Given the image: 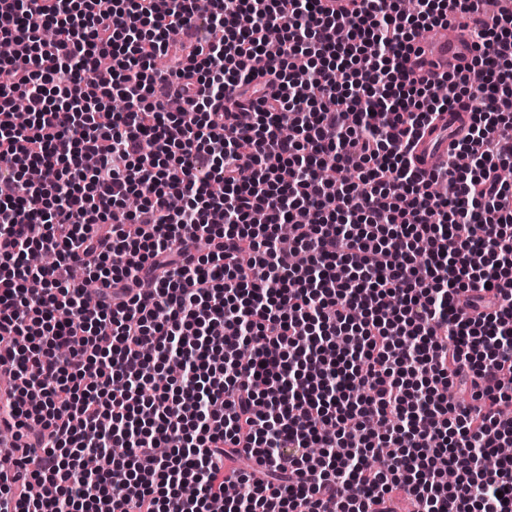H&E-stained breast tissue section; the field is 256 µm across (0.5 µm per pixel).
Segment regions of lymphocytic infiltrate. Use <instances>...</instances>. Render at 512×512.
I'll return each mask as SVG.
<instances>
[{"label":"lymphocytic infiltrate","instance_id":"obj_1","mask_svg":"<svg viewBox=\"0 0 512 512\" xmlns=\"http://www.w3.org/2000/svg\"><path fill=\"white\" fill-rule=\"evenodd\" d=\"M495 2L0 0V512H512V460L483 463L512 444ZM447 25L469 61L417 74ZM468 119L467 112L456 110L444 112L425 129L420 138L415 155L418 157L417 166L425 172H430L440 159L448 154V146L453 140V132Z\"/></svg>","mask_w":512,"mask_h":512}]
</instances>
